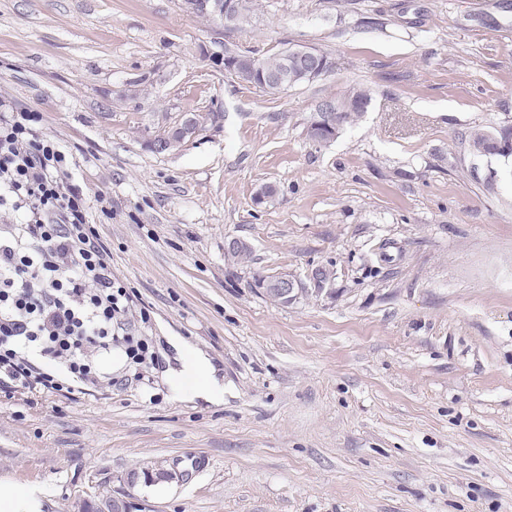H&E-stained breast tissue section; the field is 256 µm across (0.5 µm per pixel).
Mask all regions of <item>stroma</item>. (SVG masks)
Wrapping results in <instances>:
<instances>
[{
    "mask_svg": "<svg viewBox=\"0 0 512 512\" xmlns=\"http://www.w3.org/2000/svg\"><path fill=\"white\" fill-rule=\"evenodd\" d=\"M290 42L334 68L273 99L214 59ZM353 85L366 114L309 140ZM0 100L65 151L151 317L140 372L106 357L111 386L0 397V476L43 512H512V165L467 148L512 126V0H257L230 35L180 0H0ZM319 268L291 305L255 286ZM174 336L222 397L195 396ZM488 129H476L470 133L468 138L469 151L474 157H498L504 161H512V152L501 154L492 153L491 146L489 145V132Z\"/></svg>",
    "mask_w": 512,
    "mask_h": 512,
    "instance_id": "stroma-1",
    "label": "stroma"
}]
</instances>
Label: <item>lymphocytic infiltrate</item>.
<instances>
[{
    "label": "lymphocytic infiltrate",
    "mask_w": 512,
    "mask_h": 512,
    "mask_svg": "<svg viewBox=\"0 0 512 512\" xmlns=\"http://www.w3.org/2000/svg\"><path fill=\"white\" fill-rule=\"evenodd\" d=\"M37 116L0 100V388L60 392L97 384L99 357L151 359L129 316L131 297L87 221V202L66 189L68 159L38 136Z\"/></svg>",
    "instance_id": "f902f5d3"
}]
</instances>
